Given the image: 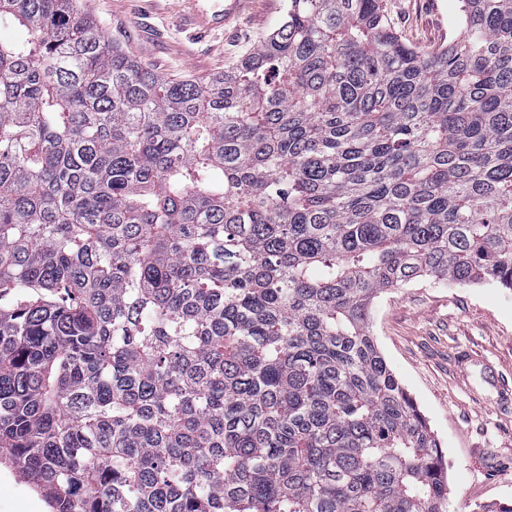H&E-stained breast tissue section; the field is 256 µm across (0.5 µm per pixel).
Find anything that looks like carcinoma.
I'll return each instance as SVG.
<instances>
[{
    "mask_svg": "<svg viewBox=\"0 0 512 512\" xmlns=\"http://www.w3.org/2000/svg\"><path fill=\"white\" fill-rule=\"evenodd\" d=\"M383 3L167 79L81 0H0V453L51 512H448L367 319L512 289V0L431 51Z\"/></svg>",
    "mask_w": 512,
    "mask_h": 512,
    "instance_id": "cac0c4a2",
    "label": "carcinoma"
}]
</instances>
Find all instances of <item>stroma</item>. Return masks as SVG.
Returning <instances> with one entry per match:
<instances>
[{
  "mask_svg": "<svg viewBox=\"0 0 512 512\" xmlns=\"http://www.w3.org/2000/svg\"><path fill=\"white\" fill-rule=\"evenodd\" d=\"M288 0H252L226 32L196 36L181 28L172 0H86L105 36L148 70L205 78L236 63L285 17ZM404 42L424 50L452 30L456 0H386ZM369 330L390 368L444 447L448 512L512 502V404L480 376L462 384L454 364L466 348L489 361L512 387V290L494 284L448 286L423 280L375 299ZM0 512H48L17 472L0 463Z\"/></svg>",
  "mask_w": 512,
  "mask_h": 512,
  "instance_id": "stroma-1",
  "label": "stroma"
}]
</instances>
